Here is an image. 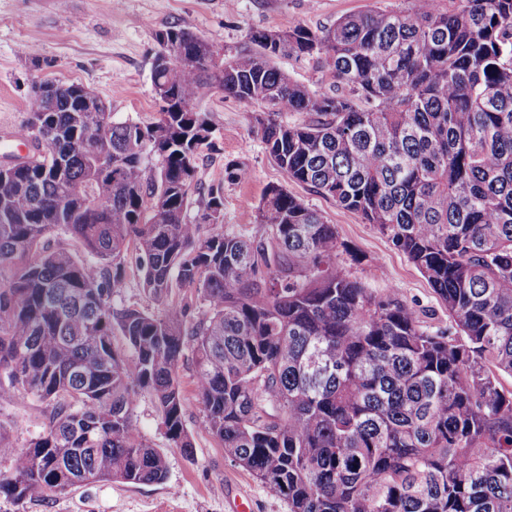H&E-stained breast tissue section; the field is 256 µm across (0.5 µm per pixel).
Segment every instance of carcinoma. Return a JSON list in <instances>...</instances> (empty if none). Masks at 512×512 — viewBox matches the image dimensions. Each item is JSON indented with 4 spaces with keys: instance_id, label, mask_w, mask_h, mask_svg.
I'll use <instances>...</instances> for the list:
<instances>
[{
    "instance_id": "1",
    "label": "carcinoma",
    "mask_w": 512,
    "mask_h": 512,
    "mask_svg": "<svg viewBox=\"0 0 512 512\" xmlns=\"http://www.w3.org/2000/svg\"><path fill=\"white\" fill-rule=\"evenodd\" d=\"M165 33L157 121L89 109L74 83L33 87L37 153L0 173V398L47 410L21 448L0 424V496L166 482L135 408L150 394L170 447L193 456L189 349L205 431L288 512H512V0L255 30L218 65L190 30ZM282 55L328 87L294 80ZM207 89L261 107L272 162L406 255L448 326L352 277L335 225L282 185L250 236L188 221L211 125L183 108ZM222 209L211 192L202 220ZM129 279L161 313L117 301Z\"/></svg>"
}]
</instances>
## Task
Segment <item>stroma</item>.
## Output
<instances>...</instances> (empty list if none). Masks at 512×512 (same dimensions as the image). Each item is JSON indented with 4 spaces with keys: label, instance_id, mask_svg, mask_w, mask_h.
Returning <instances> with one entry per match:
<instances>
[{
    "label": "stroma",
    "instance_id": "1",
    "mask_svg": "<svg viewBox=\"0 0 512 512\" xmlns=\"http://www.w3.org/2000/svg\"><path fill=\"white\" fill-rule=\"evenodd\" d=\"M407 6V0H0V154H33L32 146H11V130L25 124L31 87L45 78L90 88L116 119L154 122L161 108L152 84L156 34L167 27L188 28L227 57L246 48L252 29L276 30L289 20L317 29L344 15ZM195 107L207 113L213 133L196 162L188 219H199L217 189L224 197L223 230L252 234L265 187L285 185L335 225L352 277L376 293L398 294L427 325L447 324L448 313L426 280L382 234L333 199L287 180L253 129L255 106L211 89ZM231 164L248 167L249 179L225 180ZM135 415L143 439L166 452L165 483L103 481L23 504L0 497V512H226L238 497L250 499L251 512H288L285 500L234 465L202 430L197 402L185 413L195 443L190 459L169 447L151 396H140ZM0 423L14 443L25 445L44 426L42 405L26 394L0 399Z\"/></svg>",
    "mask_w": 512,
    "mask_h": 512
}]
</instances>
